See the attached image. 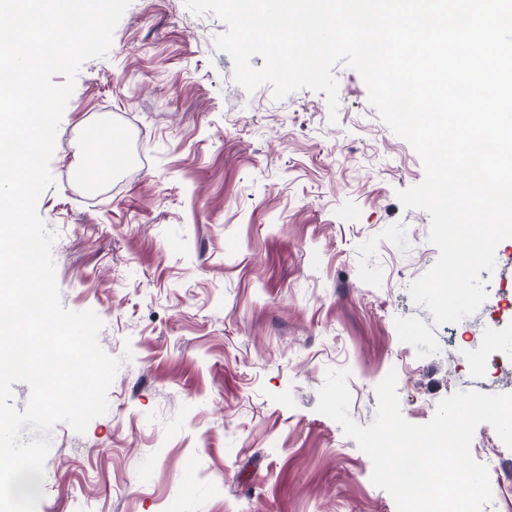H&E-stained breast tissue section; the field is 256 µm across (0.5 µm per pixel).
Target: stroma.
Returning a JSON list of instances; mask_svg holds the SVG:
<instances>
[{
    "instance_id": "obj_1",
    "label": "stroma",
    "mask_w": 512,
    "mask_h": 512,
    "mask_svg": "<svg viewBox=\"0 0 512 512\" xmlns=\"http://www.w3.org/2000/svg\"><path fill=\"white\" fill-rule=\"evenodd\" d=\"M225 30L184 0H133L77 76L37 211L62 305L95 311L122 365L106 415L52 430L37 512H397L316 410L327 369L350 371L363 426L392 370L416 424L459 390L512 393V238L480 309L434 326L408 292L438 257L430 218L396 197L424 177L416 152L345 64L334 116L321 93L246 91ZM101 124L126 128L127 162L89 193L77 171ZM494 331L495 367L456 357ZM474 443L501 489L484 512H512V449L487 424Z\"/></svg>"
}]
</instances>
